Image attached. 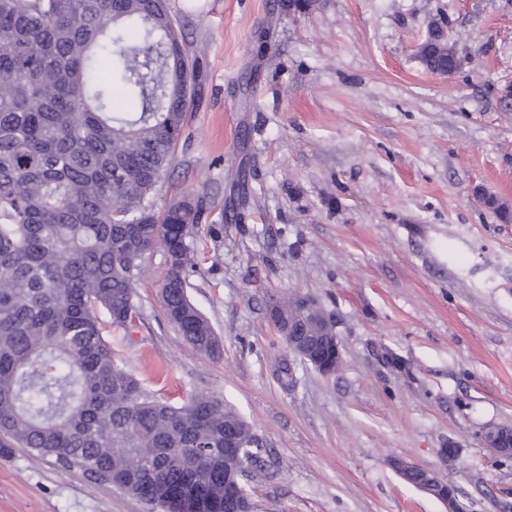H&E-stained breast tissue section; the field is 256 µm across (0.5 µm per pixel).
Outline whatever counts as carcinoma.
Here are the masks:
<instances>
[{
  "label": "carcinoma",
  "mask_w": 512,
  "mask_h": 512,
  "mask_svg": "<svg viewBox=\"0 0 512 512\" xmlns=\"http://www.w3.org/2000/svg\"><path fill=\"white\" fill-rule=\"evenodd\" d=\"M431 71L458 68L431 33ZM192 102L167 0H0V455L51 457L149 512H242L236 477L262 452L224 397L156 399L105 339L138 313L164 255L167 320L205 354L218 335L188 292L203 209L149 199ZM238 440L243 448H226Z\"/></svg>",
  "instance_id": "obj_1"
}]
</instances>
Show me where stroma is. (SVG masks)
Here are the masks:
<instances>
[{
    "mask_svg": "<svg viewBox=\"0 0 512 512\" xmlns=\"http://www.w3.org/2000/svg\"><path fill=\"white\" fill-rule=\"evenodd\" d=\"M196 78L156 208L191 196L189 292L222 340L195 351L167 322L155 254L126 327L105 338L156 397L223 396L266 451L252 512H446L402 458L453 482L469 512H512V0H169ZM439 32L443 76L419 48ZM314 297L342 364L289 353L272 302ZM389 350L401 367L383 364ZM291 364L293 383L277 370ZM458 448L442 459L446 442ZM0 512H147L139 499L16 448ZM419 57L422 63L432 72L447 70L448 74H452L458 68L452 46L446 42L439 45L433 32L429 34L426 42L419 49ZM484 447L501 455H512V427L507 425L489 426L480 431Z\"/></svg>",
    "mask_w": 512,
    "mask_h": 512,
    "instance_id": "obj_1",
    "label": "stroma"
}]
</instances>
